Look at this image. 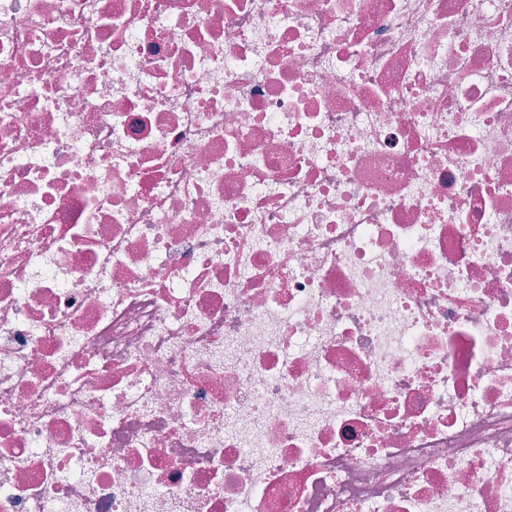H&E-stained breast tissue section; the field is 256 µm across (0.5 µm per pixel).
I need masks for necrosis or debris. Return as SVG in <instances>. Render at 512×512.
Masks as SVG:
<instances>
[{
    "instance_id": "obj_1",
    "label": "necrosis or debris",
    "mask_w": 512,
    "mask_h": 512,
    "mask_svg": "<svg viewBox=\"0 0 512 512\" xmlns=\"http://www.w3.org/2000/svg\"><path fill=\"white\" fill-rule=\"evenodd\" d=\"M0 512H512V0H0Z\"/></svg>"
}]
</instances>
